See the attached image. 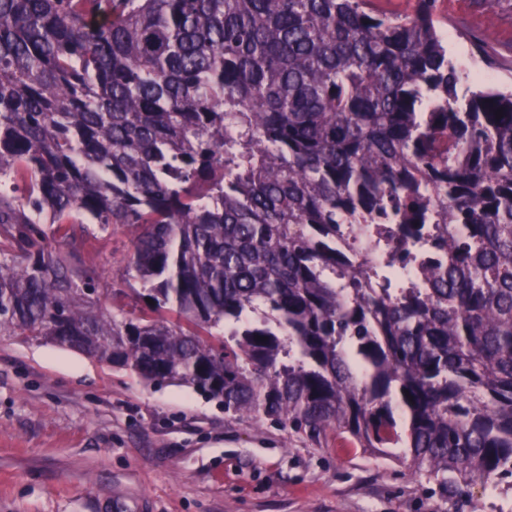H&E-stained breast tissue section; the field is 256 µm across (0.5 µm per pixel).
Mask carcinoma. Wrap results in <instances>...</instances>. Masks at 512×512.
I'll use <instances>...</instances> for the list:
<instances>
[{"label":"carcinoma","mask_w":512,"mask_h":512,"mask_svg":"<svg viewBox=\"0 0 512 512\" xmlns=\"http://www.w3.org/2000/svg\"><path fill=\"white\" fill-rule=\"evenodd\" d=\"M436 3L0 0V335L443 499L511 475L512 91L459 95ZM78 216L138 229L141 305L44 244ZM364 224L375 261L336 248Z\"/></svg>","instance_id":"cac0c4a2"}]
</instances>
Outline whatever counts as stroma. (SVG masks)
Segmentation results:
<instances>
[{"label":"stroma","instance_id":"1","mask_svg":"<svg viewBox=\"0 0 512 512\" xmlns=\"http://www.w3.org/2000/svg\"><path fill=\"white\" fill-rule=\"evenodd\" d=\"M464 82L512 88V0H439ZM101 288H133V228L73 225ZM0 512H512V478L441 500L424 477L328 435L233 419L193 389L0 336Z\"/></svg>","mask_w":512,"mask_h":512}]
</instances>
